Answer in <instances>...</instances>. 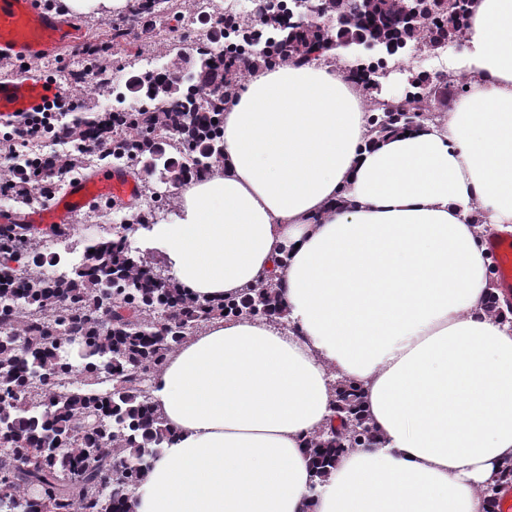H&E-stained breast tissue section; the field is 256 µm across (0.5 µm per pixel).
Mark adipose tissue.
I'll return each instance as SVG.
<instances>
[{"mask_svg": "<svg viewBox=\"0 0 512 512\" xmlns=\"http://www.w3.org/2000/svg\"><path fill=\"white\" fill-rule=\"evenodd\" d=\"M448 69L467 95L375 143L332 56L225 104L222 167L147 242L204 303L276 274L288 319H215L169 356L151 401L172 438L132 512H489L512 459V329L484 310L487 232L512 231V0H478ZM340 381L379 437L313 492Z\"/></svg>", "mask_w": 512, "mask_h": 512, "instance_id": "obj_1", "label": "adipose tissue"}]
</instances>
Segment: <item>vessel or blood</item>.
<instances>
[{"label": "vessel or blood", "mask_w": 512, "mask_h": 512, "mask_svg": "<svg viewBox=\"0 0 512 512\" xmlns=\"http://www.w3.org/2000/svg\"><path fill=\"white\" fill-rule=\"evenodd\" d=\"M81 31L54 0H0V60L31 61L63 57L77 46ZM54 82L37 73L0 78V125L14 123L47 103L61 100ZM140 185L125 169L105 168L68 182L51 209L40 216L1 212V224H34L44 230L72 223L83 209L103 202L130 201ZM499 296L512 301V238L488 244Z\"/></svg>", "instance_id": "vessel-or-blood-1"}]
</instances>
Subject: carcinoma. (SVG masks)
<instances>
[{"label":"carcinoma","mask_w":512,"mask_h":512,"mask_svg":"<svg viewBox=\"0 0 512 512\" xmlns=\"http://www.w3.org/2000/svg\"><path fill=\"white\" fill-rule=\"evenodd\" d=\"M170 0H131L133 19L163 24ZM406 0H379L383 22L377 37L397 38L390 22L400 16ZM467 17L455 19L451 30L426 25L403 32L406 43L438 46L465 37ZM227 45L221 53L207 45L193 49L198 59L197 89L208 90L210 108L195 102V93L176 75L145 71L135 75L128 89L137 96L162 103L145 112H119L105 133L99 113L92 109L68 124L69 140L77 151L41 169L44 185L54 191L87 153L105 152L156 159L162 183L209 174L223 162L224 104L237 92L239 64H291L300 57L320 58V39L308 30L274 31L248 20L226 25ZM128 28L114 26L110 34L85 51L83 61L103 72L104 56L127 37ZM368 90L370 134L379 139L409 119H429L430 80L412 81L405 98L394 108L382 105L378 91ZM144 128L138 140L122 137V128ZM179 134L184 147L196 152L193 169L166 156L160 136ZM32 168L12 171L16 196L31 189ZM122 225L113 237L87 247L80 264L67 279L37 271L25 285L12 287V263L30 258L28 248L38 230L30 224L0 227V512H130L129 501L144 473L161 454L170 432L151 402L152 379L168 357L200 325L215 318H286L279 304L274 276L262 278L241 296L220 304L202 303L172 279H158L154 268L133 250L128 233L146 229ZM83 341L80 374L85 386L66 387L76 364L68 356V339ZM112 383L109 391L94 386ZM337 414L339 424L313 436L308 443L315 483L328 475L339 453L350 443L376 437L362 421L359 396L343 386ZM512 481V462L500 467L499 479L483 493L494 501L501 480Z\"/></svg>","instance_id":"obj_1"}]
</instances>
